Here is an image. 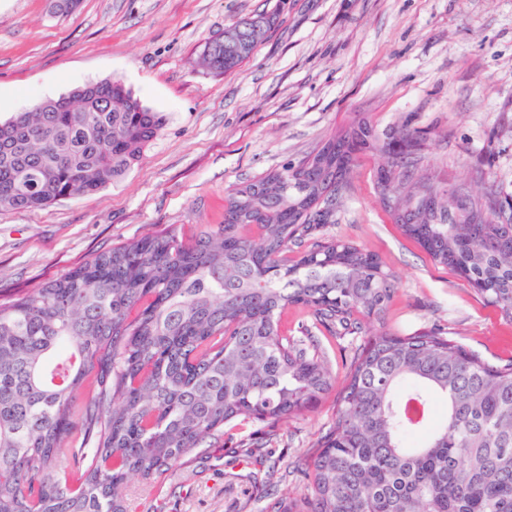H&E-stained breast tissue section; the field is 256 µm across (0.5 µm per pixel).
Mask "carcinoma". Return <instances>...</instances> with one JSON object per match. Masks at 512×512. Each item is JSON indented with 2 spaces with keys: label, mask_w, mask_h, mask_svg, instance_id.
<instances>
[{
  "label": "carcinoma",
  "mask_w": 512,
  "mask_h": 512,
  "mask_svg": "<svg viewBox=\"0 0 512 512\" xmlns=\"http://www.w3.org/2000/svg\"><path fill=\"white\" fill-rule=\"evenodd\" d=\"M274 23L225 26L204 63L235 71ZM164 125L116 79L15 113L0 122V208L95 194ZM410 140L381 143L359 123L235 188L224 222L187 242L174 228L126 241L0 301V512H130V477L153 482L231 422L268 435L312 410L336 385L315 329L354 344L349 372L309 457L310 492L265 512H512V360L488 364L438 330L388 331L395 275L324 236L357 155L378 150L404 235L512 320V220L493 219L490 195L411 172ZM290 306L311 315L300 336L280 329ZM437 397L441 419L407 416Z\"/></svg>",
  "instance_id": "cac0c4a2"
}]
</instances>
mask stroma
I'll return each instance as SVG.
<instances>
[{
  "instance_id": "obj_1",
  "label": "stroma",
  "mask_w": 512,
  "mask_h": 512,
  "mask_svg": "<svg viewBox=\"0 0 512 512\" xmlns=\"http://www.w3.org/2000/svg\"><path fill=\"white\" fill-rule=\"evenodd\" d=\"M272 13L277 25L228 74L202 63L226 25ZM118 79L166 124L139 164L99 192L0 208V301L47 284L102 249L224 221L239 184L296 162L367 122L410 130L416 172L512 206V0H0V121L75 87ZM361 154L326 236L395 273L383 314L398 335L440 329L493 364L512 360V321L435 262L385 210ZM336 414L333 397L281 423L270 459L233 456L252 431L225 426L202 458L153 483L131 481L132 512H261L262 490L298 498L301 470Z\"/></svg>"
}]
</instances>
